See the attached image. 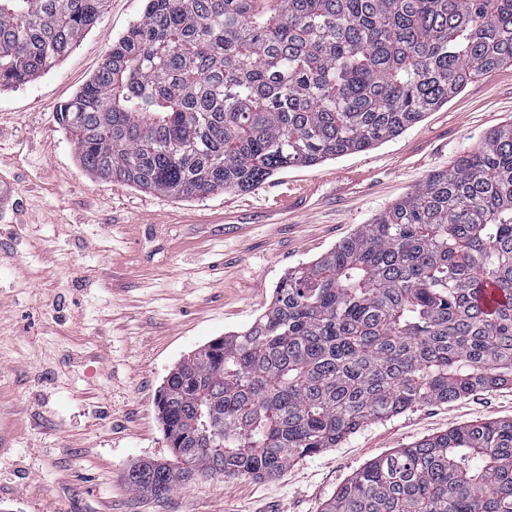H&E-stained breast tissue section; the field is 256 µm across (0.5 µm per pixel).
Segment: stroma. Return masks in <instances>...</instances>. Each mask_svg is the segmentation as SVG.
Masks as SVG:
<instances>
[{"label": "stroma", "instance_id": "35a3bbf8", "mask_svg": "<svg viewBox=\"0 0 512 512\" xmlns=\"http://www.w3.org/2000/svg\"><path fill=\"white\" fill-rule=\"evenodd\" d=\"M145 0H106L85 38L0 91V512H321L369 462L463 425L512 419V387L372 421L273 480L200 476L163 499L127 469L167 460L156 403L194 349L249 327L289 270L371 223L512 122V66L370 150L258 188L174 198L83 169L56 110Z\"/></svg>", "mask_w": 512, "mask_h": 512}]
</instances>
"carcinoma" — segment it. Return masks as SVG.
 <instances>
[{"mask_svg": "<svg viewBox=\"0 0 512 512\" xmlns=\"http://www.w3.org/2000/svg\"><path fill=\"white\" fill-rule=\"evenodd\" d=\"M104 2L0 0V90L68 55ZM506 65L512 0H146L56 116L87 171L204 197L393 139ZM505 386L512 123L184 358L157 402L174 462L124 480L155 498L200 475L271 480L369 421ZM321 512H512V420L372 461Z\"/></svg>", "mask_w": 512, "mask_h": 512, "instance_id": "cac0c4a2", "label": "carcinoma"}]
</instances>
